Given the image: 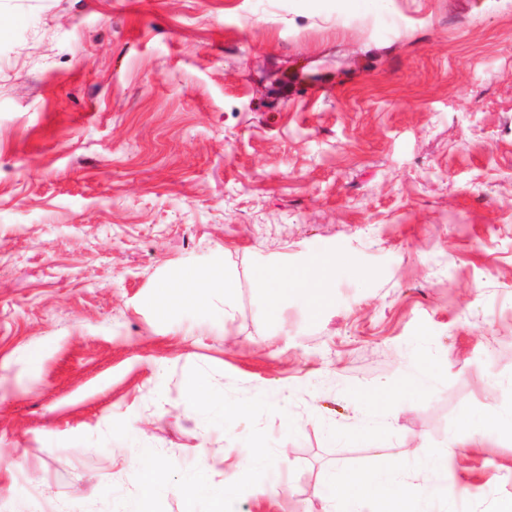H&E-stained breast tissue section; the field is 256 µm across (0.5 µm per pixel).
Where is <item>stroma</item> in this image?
<instances>
[{
    "label": "stroma",
    "instance_id": "1",
    "mask_svg": "<svg viewBox=\"0 0 512 512\" xmlns=\"http://www.w3.org/2000/svg\"><path fill=\"white\" fill-rule=\"evenodd\" d=\"M325 296L269 311L251 271L312 259ZM227 261L228 322L156 310L171 275ZM416 343L446 379L401 383ZM290 394L286 453L234 512H322L328 471L382 475L449 433L429 477L512 512V0H0V512H42L21 467L81 512L136 444L214 483L251 460L196 420L191 367ZM390 386L393 435L355 428ZM498 391L502 402L493 412L496 425L512 429V377L499 380Z\"/></svg>",
    "mask_w": 512,
    "mask_h": 512
}]
</instances>
